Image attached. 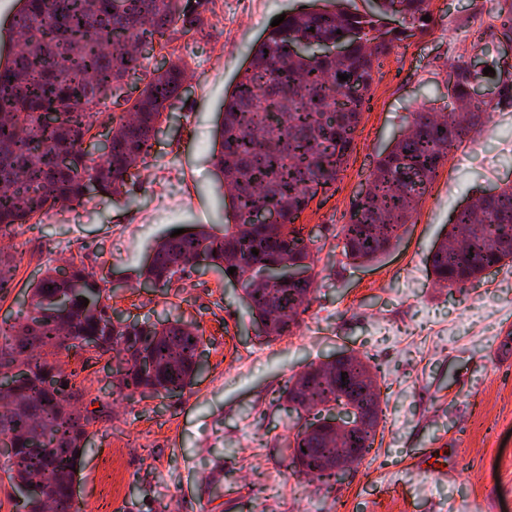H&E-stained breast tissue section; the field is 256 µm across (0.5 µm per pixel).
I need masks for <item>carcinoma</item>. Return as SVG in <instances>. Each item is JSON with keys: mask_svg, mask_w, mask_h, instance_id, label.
Segmentation results:
<instances>
[{"mask_svg": "<svg viewBox=\"0 0 512 512\" xmlns=\"http://www.w3.org/2000/svg\"><path fill=\"white\" fill-rule=\"evenodd\" d=\"M23 47L0 62V232L28 224L60 203L80 204L122 193L134 169L149 154L165 112L182 89L186 63L161 71L145 62L155 39L203 24L211 0H18ZM430 0H331L317 11H294L251 52L249 66L224 95V110L212 153L214 175L225 188L230 212L224 233L207 224L166 235L139 271L142 283L170 288L194 259L236 280L253 322L268 323L270 338L292 333L296 311L313 290L316 273L308 243L293 228L318 191L336 184L355 149L365 103L379 73L378 60L394 44L423 34ZM499 35L512 41V0H499ZM343 42L342 57L295 55L289 41ZM494 72L473 74L463 62L448 72L447 104L467 98L475 79H501L500 62L486 56ZM345 74L342 81L338 75ZM139 83L132 99L124 78ZM512 107V83L497 100L469 103L464 121L421 109L392 146L379 154L369 193L353 204L342 225L344 254L375 262L401 239L411 221L413 196L423 197L451 150L477 131L490 114ZM54 111L53 123L43 121ZM96 128L107 130L109 152L90 154L84 144ZM277 206L281 222L257 224L252 216ZM258 255H253L252 250ZM433 282L462 288L488 269L512 263V185L495 188L460 207L427 258ZM236 271L228 273V268ZM16 264L0 252V296L14 288ZM112 289L84 264L65 273L47 272L34 286L25 315L0 326V373L22 369L16 390L0 389V438L15 442L5 456L7 473L23 512H70L64 492L49 501L45 488L73 477L96 415L77 406V371L63 378L48 350L113 353L125 372L119 392L175 395L192 383L201 337L178 320L167 324L115 319L101 305ZM88 299V305L80 300ZM378 368L358 356L341 357L335 374L307 371L292 382L297 432L285 443L291 465L323 482L335 476L320 461L345 448L372 447L379 404L363 402L365 380ZM355 405L369 420L352 427L339 444L305 429L320 422L324 407Z\"/></svg>", "mask_w": 512, "mask_h": 512, "instance_id": "carcinoma-1", "label": "carcinoma"}]
</instances>
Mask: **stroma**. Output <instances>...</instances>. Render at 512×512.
Wrapping results in <instances>:
<instances>
[{"instance_id":"35a3bbf8","label":"stroma","mask_w":512,"mask_h":512,"mask_svg":"<svg viewBox=\"0 0 512 512\" xmlns=\"http://www.w3.org/2000/svg\"><path fill=\"white\" fill-rule=\"evenodd\" d=\"M214 0L202 28L171 44L188 79L128 195L59 205L0 239L17 270L0 299L16 322L49 269L81 261L117 279L109 304L129 320L181 319L202 337L200 372L173 396L117 393L111 355L84 354L82 403L97 413L75 474V497L95 503L103 459L115 478L106 512H512V266L465 288L433 284L427 257L451 213L481 189L512 184V107L470 133L420 200L398 245L379 261L343 254L339 233L379 153L409 112L443 109L452 65L494 51L498 0H432L424 35L395 45L336 185L318 193L296 226L317 262L310 303L289 335H257L239 288L210 270L184 287L140 288L135 273L171 229L223 224L224 190L211 164L224 92L275 16L301 0ZM485 14L476 29L471 21ZM341 354L368 357L381 376L380 419L370 454L323 483L289 468L282 445L296 414L286 389L308 366ZM434 453L435 464L422 455Z\"/></svg>"}]
</instances>
